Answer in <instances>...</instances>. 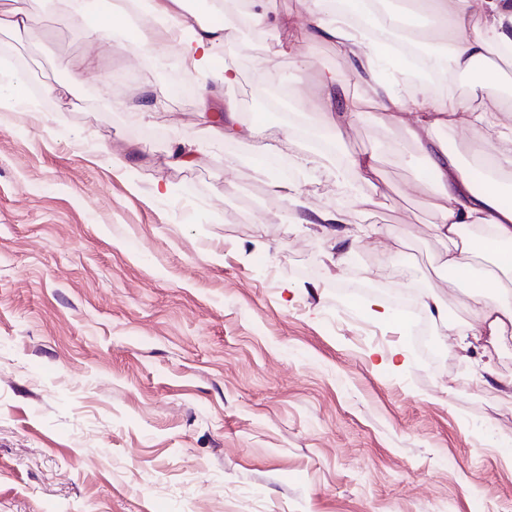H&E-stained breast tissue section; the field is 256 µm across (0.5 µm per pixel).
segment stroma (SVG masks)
<instances>
[{
	"label": "stroma",
	"mask_w": 512,
	"mask_h": 512,
	"mask_svg": "<svg viewBox=\"0 0 512 512\" xmlns=\"http://www.w3.org/2000/svg\"><path fill=\"white\" fill-rule=\"evenodd\" d=\"M33 13L40 39L0 32V72L43 94L0 110V512H512V345H460L478 306L441 266L432 170L408 133L349 129L344 151L380 156L382 203L364 211L333 158L297 168L307 209L339 208L356 237L331 273L335 242L284 223L269 157L221 140L163 165L196 137V98L132 106L165 94L174 44L144 51L119 27L90 42L64 0ZM264 35L231 62L298 107L311 75L347 69L332 43L296 59ZM130 66L137 81L113 85ZM431 138L471 173L500 146L495 129ZM352 275L435 295L448 320L374 319L371 295L337 297ZM422 324L437 359L413 342ZM395 348L406 367L381 362Z\"/></svg>",
	"instance_id": "stroma-1"
}]
</instances>
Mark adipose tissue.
<instances>
[{"instance_id":"obj_1","label":"adipose tissue","mask_w":512,"mask_h":512,"mask_svg":"<svg viewBox=\"0 0 512 512\" xmlns=\"http://www.w3.org/2000/svg\"><path fill=\"white\" fill-rule=\"evenodd\" d=\"M250 4V23L262 29L273 26L284 30V38L274 46L275 54L295 55L299 41L287 34L288 22L278 15L275 0H250ZM414 4L418 11L433 17V25L424 34L444 44L449 70L464 73L480 61L484 64L478 76L480 89L500 87L504 72L489 56L500 48L512 47V0H414ZM306 11L309 37L334 43L350 65L349 73L327 70L318 76V103L325 114V133L340 146L349 127L371 118L388 128H404L412 133L429 157L437 184L432 201L437 216L433 229L435 236L448 244L441 264L459 274L462 285L479 306L469 333L491 337L502 346L512 343V206L502 202L498 178L500 171L512 166V132L505 135L508 148L491 156V171L483 189H475L455 154L434 146L430 134L462 122L493 128L499 124L497 114L468 101L437 99L431 88L422 84L414 86L408 97H401L378 73L382 65L402 68L401 57L391 53L386 44L369 39L365 29L353 26L345 14L329 12L326 0H307ZM144 15L134 32L137 45L148 48L160 42L177 43L188 74L213 73L215 80L227 88L237 83L234 68L227 66L216 73L211 70L231 27L228 20L209 21L199 11L187 10L186 0H145ZM127 17L126 0H71L72 24L93 40L111 33L116 21ZM353 79L364 85L366 95L349 93L348 84ZM371 101L380 105L379 113L367 112ZM197 111L199 142L235 138L261 155H276L283 150L284 138L266 137L257 126L241 128L232 104L220 106L204 95ZM377 163L376 155L368 153H353L345 158L346 172L363 187L362 195L356 199L360 206L374 207L379 203ZM270 189L290 205L291 223L318 224L328 235H338L343 221L340 211H304L300 188L288 181L272 182ZM468 226L487 229L483 248H476L472 239L463 235V228ZM482 252L489 260L480 266L476 259Z\"/></svg>"}]
</instances>
